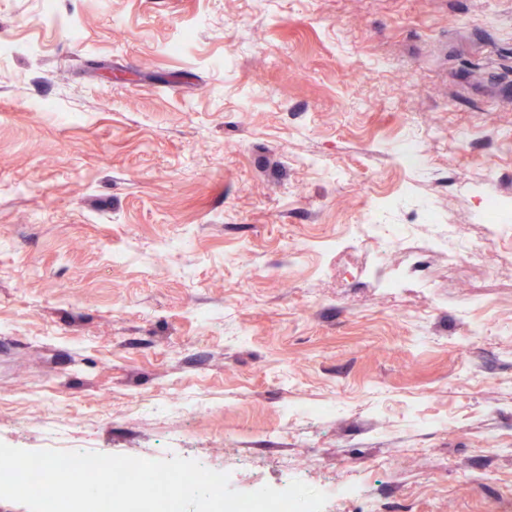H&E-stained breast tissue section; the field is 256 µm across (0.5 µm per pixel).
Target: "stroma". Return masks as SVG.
<instances>
[{
	"mask_svg": "<svg viewBox=\"0 0 512 512\" xmlns=\"http://www.w3.org/2000/svg\"><path fill=\"white\" fill-rule=\"evenodd\" d=\"M54 10L0 0V442L512 512V0ZM484 253L478 245H465L458 236L455 225L448 227V261L461 262H482Z\"/></svg>",
	"mask_w": 512,
	"mask_h": 512,
	"instance_id": "obj_1",
	"label": "stroma"
}]
</instances>
